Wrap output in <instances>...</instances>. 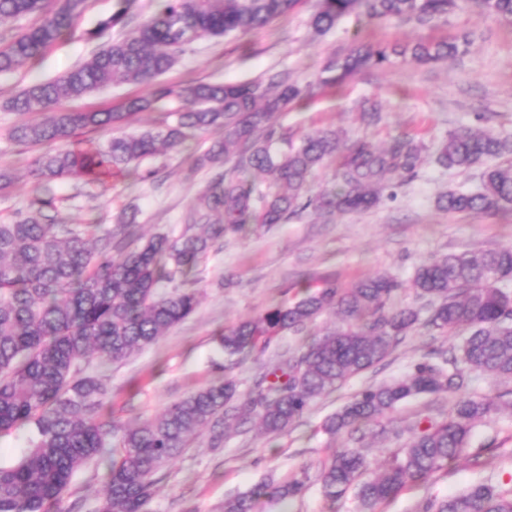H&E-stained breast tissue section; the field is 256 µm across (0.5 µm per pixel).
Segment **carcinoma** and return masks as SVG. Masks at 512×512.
Returning <instances> with one entry per match:
<instances>
[{"instance_id":"obj_1","label":"carcinoma","mask_w":512,"mask_h":512,"mask_svg":"<svg viewBox=\"0 0 512 512\" xmlns=\"http://www.w3.org/2000/svg\"><path fill=\"white\" fill-rule=\"evenodd\" d=\"M121 3L90 32L100 38L118 26L117 38L54 80L32 76L9 101L15 112L42 115L11 128L12 141L23 147L61 145L35 157L31 175L40 182L67 179L101 186L163 149L180 148L192 133L210 129L222 137L210 143L199 164L228 162L230 167L198 196L192 221L177 238L156 235L129 248L125 241L139 240L135 204L127 206L122 238L115 242L112 230L99 224L62 223L49 194L35 198L26 214L0 223V432L29 426L34 433L19 463L0 466V512H59L74 474L90 462L103 466L106 487L97 512H150L161 472L190 437L206 433L218 448L230 422L248 419L267 434H280L317 398L383 362L418 328L458 336L459 343L441 361L418 362L397 380L359 391L322 424L325 433L345 438L319 470L322 495L334 504L351 492L361 512H380L402 490L467 453L473 428L498 409L495 398L470 391L472 375L512 382V245L419 264L410 284L419 307L394 305L402 284L384 274L349 288L328 283L292 304L274 305L224 331L220 344L233 363H243L286 331L301 332L325 312L339 314L344 327L304 341L280 367L261 372L246 398L226 376L135 427L104 419L106 383L83 373L81 364L124 361L189 317L198 303L195 290L159 291L165 282L190 274L215 241L248 224H283L308 209L372 208L394 180L417 175L423 151L408 136L383 149L366 140L348 145L344 134L332 129L316 130L281 150L288 136L275 126L276 115L308 95L284 73L185 88L158 82L194 42L262 29L288 16L299 0H156L154 14L130 28L125 19L133 0ZM87 7L88 0H0V19L36 17L0 46V73L34 69L50 47L73 34ZM465 7L512 22V0H316L311 26L324 33L352 14L425 25ZM459 51L456 41L420 40L403 47L358 43L327 63L318 86H341L395 58L431 63ZM114 81L149 86L152 92L126 101L120 112L60 108L62 100L87 96ZM162 100L178 103L171 110L175 122L162 129L112 136L93 149L72 142L80 129L110 130ZM328 160L337 163L336 185L309 194L311 178ZM436 162L454 171L482 167L475 189L438 196L440 210H512L511 138L490 129L450 132ZM436 393L453 396L448 418L419 422L387 467L373 470L365 452L367 436L401 434L391 428L389 415L408 399ZM308 481L304 471L277 484L259 482L225 499L223 512H256L263 498L300 496ZM416 512H512V489L480 482L443 499L426 497Z\"/></svg>"}]
</instances>
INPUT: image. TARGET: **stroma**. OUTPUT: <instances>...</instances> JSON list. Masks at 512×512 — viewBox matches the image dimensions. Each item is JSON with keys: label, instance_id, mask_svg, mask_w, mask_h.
<instances>
[{"label": "stroma", "instance_id": "obj_1", "mask_svg": "<svg viewBox=\"0 0 512 512\" xmlns=\"http://www.w3.org/2000/svg\"><path fill=\"white\" fill-rule=\"evenodd\" d=\"M118 7L117 0H89L73 35L47 51L39 72L52 79L87 59L99 46L89 38V30ZM310 13L309 0H302L287 19L265 29L198 41L163 81L185 87L246 82L285 71L303 85L358 40L372 44L468 40L466 52L457 57L434 65L402 62L362 72L342 89L317 91L276 119L295 141L323 128L340 129L348 140L363 138L380 146L397 136L414 137L426 147L421 168L415 178L387 188L382 202L366 212L319 215L308 210L287 223L250 226L216 242L187 278V287L198 295L191 316L127 361L103 370L94 363L87 366V373L107 376L111 390L107 414L116 423L134 425L154 417L223 377L226 359L218 335L271 306L300 298L306 289L323 287L329 280L347 287L380 273L406 282L415 267L430 257L512 243V212L450 214L437 209L440 193L475 188L479 171L444 169L433 154L451 130L488 128L512 135V22L468 8L426 25L351 16L319 35L309 24ZM29 78L25 67L0 74V171L12 178L8 192L0 193V222L27 212L33 199L48 189L60 200L64 223L93 221L113 228L125 206L133 202L139 207L140 235H178L218 167L208 164L189 172L185 152L168 150L142 161L136 176L113 179L90 196L70 180L38 182L28 168L38 148L21 149L8 136L27 117L11 111L7 102ZM149 93L143 85L114 82L89 96L64 100L61 107L75 112L115 108ZM366 97L381 104L377 124L361 118L359 103ZM341 325L337 316L325 313L308 324L304 334L286 332L276 337L264 352L233 369L240 392H250L257 373L288 358L305 336ZM453 342L448 335L414 333L385 361L319 398L280 435H266L249 422L234 429L218 449L210 447L207 436L191 438L165 468L150 503L152 512H220L225 498L259 481L278 482L304 470L317 475L321 462L339 444L322 430L326 416L369 385L400 378L423 358H437ZM471 389L502 397L501 410L472 431L474 447L491 445L490 465L461 457L426 483L400 493L384 512H414L422 497L442 499L487 479L512 488V383L478 376ZM450 407L449 395L427 394L401 403L392 417L395 426L404 427L421 418L444 419ZM102 494L100 473L89 464L75 473L60 508L95 512ZM260 512H358V503L350 494L329 503L313 484L302 497L287 502L262 500Z\"/></svg>", "mask_w": 512, "mask_h": 512}]
</instances>
